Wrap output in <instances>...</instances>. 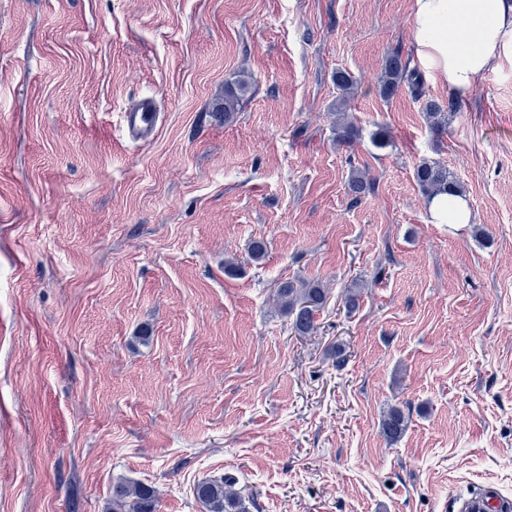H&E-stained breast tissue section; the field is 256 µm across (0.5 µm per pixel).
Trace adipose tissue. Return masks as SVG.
<instances>
[{
	"instance_id": "obj_1",
	"label": "adipose tissue",
	"mask_w": 512,
	"mask_h": 512,
	"mask_svg": "<svg viewBox=\"0 0 512 512\" xmlns=\"http://www.w3.org/2000/svg\"><path fill=\"white\" fill-rule=\"evenodd\" d=\"M418 64L467 100L512 49V0H415Z\"/></svg>"
}]
</instances>
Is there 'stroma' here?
I'll list each match as a JSON object with an SVG mask.
<instances>
[{"label":"stroma","instance_id":"stroma-1","mask_svg":"<svg viewBox=\"0 0 512 512\" xmlns=\"http://www.w3.org/2000/svg\"><path fill=\"white\" fill-rule=\"evenodd\" d=\"M414 8L0 0V512H112L120 481L205 512L194 485L227 472L256 512L512 499V55L432 131L408 91L378 93L386 56L413 58ZM144 96L148 143L121 121ZM424 160L471 223L429 222ZM293 278L327 290L305 336L274 302ZM247 84L244 82H237L236 84L229 86L224 91V107L216 112H224V122L229 121L238 111L239 100L247 92ZM219 117L222 118V113H218ZM406 429V419L398 408H392L382 422L383 435L390 441L401 437Z\"/></svg>","mask_w":512,"mask_h":512}]
</instances>
